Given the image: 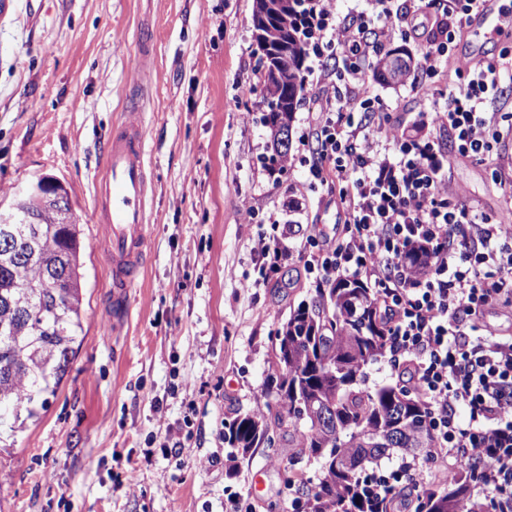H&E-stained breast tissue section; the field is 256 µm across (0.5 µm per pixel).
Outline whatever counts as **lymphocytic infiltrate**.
Returning a JSON list of instances; mask_svg holds the SVG:
<instances>
[{"mask_svg":"<svg viewBox=\"0 0 512 512\" xmlns=\"http://www.w3.org/2000/svg\"><path fill=\"white\" fill-rule=\"evenodd\" d=\"M352 22L334 20L332 0H305L311 16L318 112L301 135L312 178L338 195L344 221L318 251L304 256L317 284L354 280L369 288L390 337L393 368L429 412L431 444L401 454L395 467L364 478L372 495L416 507L415 492L433 474L475 470L493 512H512V334L486 328L487 308L512 310V225L481 210L448 177L458 158L495 169L512 194V173L493 148L512 132L511 112L486 105L501 94L512 54L455 66L458 82L435 99L440 64L468 24L477 0H409L428 32L411 85L430 103L417 134L405 132L370 92L376 59L392 39V0H369ZM451 133L453 148L443 135ZM423 250L413 272L409 252Z\"/></svg>","mask_w":512,"mask_h":512,"instance_id":"obj_1","label":"lymphocytic infiltrate"}]
</instances>
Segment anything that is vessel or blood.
<instances>
[{
    "label": "vessel or blood",
    "instance_id": "vessel-or-blood-1",
    "mask_svg": "<svg viewBox=\"0 0 512 512\" xmlns=\"http://www.w3.org/2000/svg\"><path fill=\"white\" fill-rule=\"evenodd\" d=\"M484 38H495L502 17L492 0H480L471 18ZM105 175L99 188L104 204L100 234L112 263L114 323L125 319L130 291L144 266L148 242L145 220L146 131L138 119L115 124L103 140Z\"/></svg>",
    "mask_w": 512,
    "mask_h": 512
}]
</instances>
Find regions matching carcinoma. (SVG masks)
<instances>
[{"label": "carcinoma", "mask_w": 512, "mask_h": 512, "mask_svg": "<svg viewBox=\"0 0 512 512\" xmlns=\"http://www.w3.org/2000/svg\"><path fill=\"white\" fill-rule=\"evenodd\" d=\"M303 0H253V24L261 64L266 110L261 116L273 146L270 165L281 166L289 149L278 134L292 128L303 100L307 31ZM411 72L398 51L386 54L375 75L401 83ZM40 224L14 225L28 249L0 255V421L7 414L35 418L68 373L82 329V229L75 217L58 224L52 212ZM63 257L67 277L49 294L41 287L43 267ZM387 352V331L360 283L338 280L319 288L309 303L290 312L278 330L270 377L277 382L281 409L239 415L225 426L227 461L257 448L271 426L285 421L297 434V465L314 461L315 483L301 479L307 512H393L382 502L369 508L360 496L362 464L397 448H428L425 408L402 387L363 388L366 368ZM476 471L427 484L417 492V512H481L470 501Z\"/></svg>", "instance_id": "obj_1"}]
</instances>
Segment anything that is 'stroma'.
I'll list each match as a JSON object with an SVG mask.
<instances>
[{
    "label": "stroma",
    "mask_w": 512,
    "mask_h": 512,
    "mask_svg": "<svg viewBox=\"0 0 512 512\" xmlns=\"http://www.w3.org/2000/svg\"><path fill=\"white\" fill-rule=\"evenodd\" d=\"M253 0H27L0 7V203L30 183L63 184L83 228V329L57 393L0 452V512H301L288 482L286 438L261 446L227 475L224 425L278 404L267 381L276 334L315 295L298 254L341 223L307 168L270 175L260 122L263 82ZM156 35L153 62L135 46ZM252 86L242 96L241 86ZM373 97L411 125L424 105L410 85L380 80ZM146 129L148 257L121 328L112 324V275L92 214L104 173L101 139L119 115ZM480 207L512 225V204L485 166L452 173ZM303 188L297 223L269 210ZM291 254L268 276L258 237ZM178 444L143 454L148 441ZM137 467L133 487L114 477Z\"/></svg>",
    "instance_id": "1"
}]
</instances>
